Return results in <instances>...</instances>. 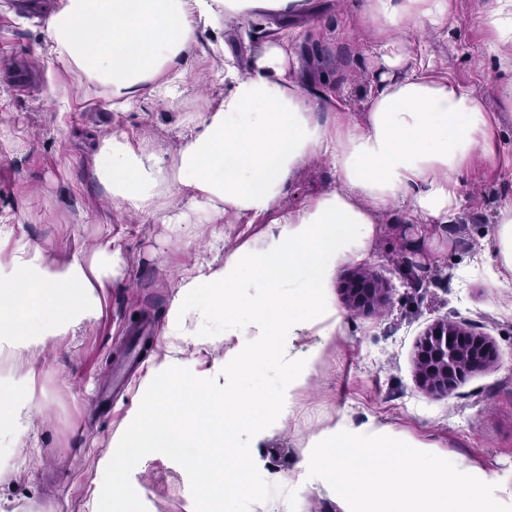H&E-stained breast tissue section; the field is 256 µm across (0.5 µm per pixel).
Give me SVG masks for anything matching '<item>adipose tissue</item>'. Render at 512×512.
<instances>
[{
  "instance_id": "1",
  "label": "adipose tissue",
  "mask_w": 512,
  "mask_h": 512,
  "mask_svg": "<svg viewBox=\"0 0 512 512\" xmlns=\"http://www.w3.org/2000/svg\"><path fill=\"white\" fill-rule=\"evenodd\" d=\"M448 8V0H364L384 83L360 115L296 82L295 48L283 35L257 48L249 71L225 56L222 100L184 120L169 156L122 130L97 140L95 175L117 208L160 218L182 237L193 209L246 224L223 263L200 253L181 271L160 333L165 352L148 360L97 461V512H112L119 477L147 448L187 454L212 502L263 501L248 479V450L284 429L315 373L319 348L296 351V336L341 328L337 269L369 260L378 217L392 204L407 205L421 224L455 221L462 173L475 156H493L490 116L476 92L407 70L409 33L443 25ZM309 10L310 0H62L48 17L47 44L114 100L146 93L171 104L187 60L225 19ZM319 157L335 167L336 188L285 207L295 167ZM119 259L111 239L89 259L64 264L19 239L0 262V461L41 407L39 358L99 318ZM488 264L492 286L512 288L511 202L499 210ZM213 336L223 337L224 357L199 369L189 351ZM259 369L273 372V389L252 381ZM218 448L221 467L213 464ZM288 482L316 485L340 512H512V471L436 453L370 414H344L312 433Z\"/></svg>"
}]
</instances>
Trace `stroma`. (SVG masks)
Instances as JSON below:
<instances>
[{
    "label": "stroma",
    "instance_id": "35a3bbf8",
    "mask_svg": "<svg viewBox=\"0 0 512 512\" xmlns=\"http://www.w3.org/2000/svg\"><path fill=\"white\" fill-rule=\"evenodd\" d=\"M362 0H312L310 16L289 20L299 76L311 91L334 94L356 114L380 84L372 28ZM60 0H0V63L23 75L18 91L0 79V225L11 240L43 248L64 262L89 255L106 237L116 238L123 261L102 293V314L92 325L49 348L39 363L36 394L47 402L28 436L0 474V512H93L95 461L129 406L136 379L111 406L97 400L101 386L123 361L140 321L162 327L179 272L190 266L210 226L192 215L195 246L172 235L159 219L116 209L94 172L93 143L115 129L170 154L176 127L202 111L224 87L218 74L225 54L248 66L253 50L272 29L225 21L224 50L198 57L179 103L148 96L124 109L99 84L48 52L47 18ZM484 20V0H450L448 22L411 33L413 61L479 94L492 117L493 159L475 157L461 178L462 207L453 223H416L408 208L393 205L381 216L368 263L388 284L390 303L380 313L343 309L341 335L331 337L315 375L297 393L298 414L286 428L252 449L251 479L289 472L310 434L347 412L370 413L407 435L433 443L437 452L468 456L493 472L512 471V288H493L485 253L499 209L512 201V80ZM324 159L302 163L288 183L285 203L298 207L334 186ZM466 324L486 336L497 358L467 376L448 396L429 394L416 377L417 344L434 323ZM198 477L179 456L156 452L130 466L123 494L132 512H207L194 495Z\"/></svg>",
    "mask_w": 512,
    "mask_h": 512
}]
</instances>
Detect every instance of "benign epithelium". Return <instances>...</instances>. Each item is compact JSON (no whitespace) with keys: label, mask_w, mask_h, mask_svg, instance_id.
Listing matches in <instances>:
<instances>
[{"label":"benign epithelium","mask_w":512,"mask_h":512,"mask_svg":"<svg viewBox=\"0 0 512 512\" xmlns=\"http://www.w3.org/2000/svg\"><path fill=\"white\" fill-rule=\"evenodd\" d=\"M344 300L352 312H365L384 304L390 288L375 273L358 269L347 281ZM495 357V349L484 337L453 322L434 325L418 351L419 381L430 393L448 395L458 380L477 372Z\"/></svg>","instance_id":"1"}]
</instances>
